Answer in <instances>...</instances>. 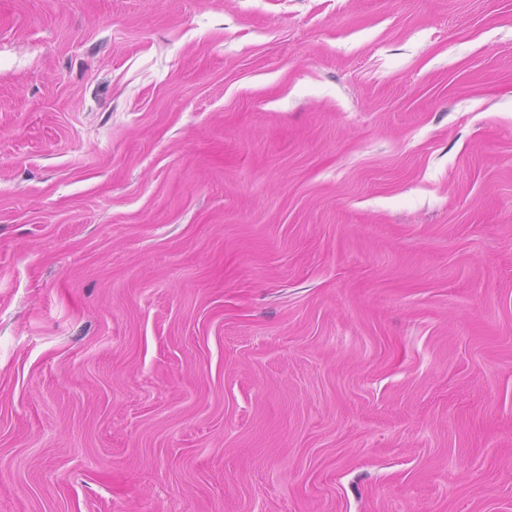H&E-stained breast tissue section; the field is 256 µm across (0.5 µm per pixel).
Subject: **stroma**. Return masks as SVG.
<instances>
[{"label":"stroma","mask_w":512,"mask_h":512,"mask_svg":"<svg viewBox=\"0 0 512 512\" xmlns=\"http://www.w3.org/2000/svg\"><path fill=\"white\" fill-rule=\"evenodd\" d=\"M0 512H512V0H0Z\"/></svg>","instance_id":"1"}]
</instances>
